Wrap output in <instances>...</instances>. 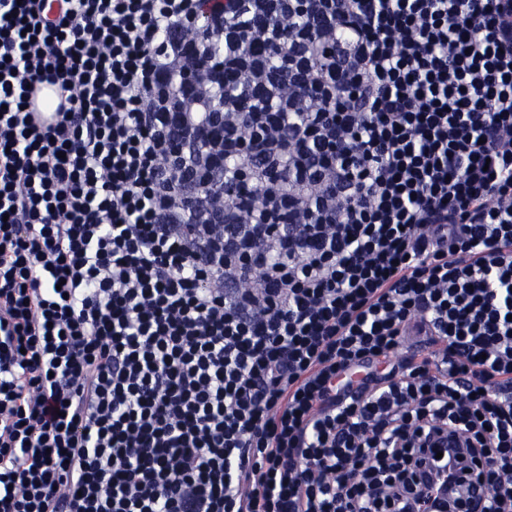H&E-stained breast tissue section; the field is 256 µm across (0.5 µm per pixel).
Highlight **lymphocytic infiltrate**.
I'll return each mask as SVG.
<instances>
[{
    "instance_id": "1",
    "label": "lymphocytic infiltrate",
    "mask_w": 512,
    "mask_h": 512,
    "mask_svg": "<svg viewBox=\"0 0 512 512\" xmlns=\"http://www.w3.org/2000/svg\"><path fill=\"white\" fill-rule=\"evenodd\" d=\"M203 3L0 0V512H512V0Z\"/></svg>"
}]
</instances>
